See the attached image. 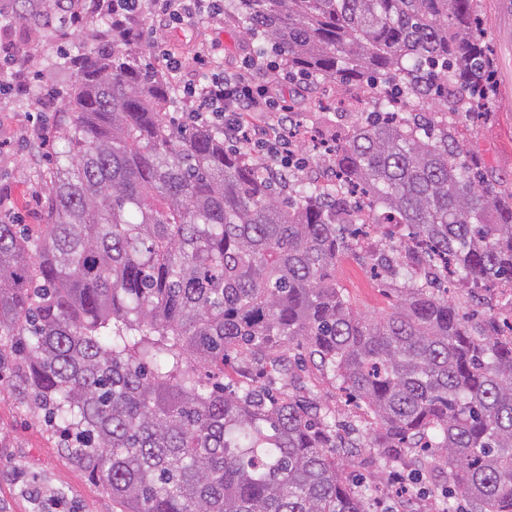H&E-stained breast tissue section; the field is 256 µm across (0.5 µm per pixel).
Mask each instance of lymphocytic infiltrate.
I'll list each match as a JSON object with an SVG mask.
<instances>
[{"label":"lymphocytic infiltrate","mask_w":512,"mask_h":512,"mask_svg":"<svg viewBox=\"0 0 512 512\" xmlns=\"http://www.w3.org/2000/svg\"><path fill=\"white\" fill-rule=\"evenodd\" d=\"M151 8L167 25L215 19L224 13L223 0H80L71 14V31L80 30L89 16L106 15L111 26L132 41L140 40L135 24L144 8ZM167 78H181L179 87L191 116L223 131L227 141L261 156L267 172L287 179L296 154L294 106L285 104L259 57H245L238 68L217 62L214 47L197 52L205 68L194 79H183L185 64L176 52H160Z\"/></svg>","instance_id":"1"}]
</instances>
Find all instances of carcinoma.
<instances>
[{
	"label": "carcinoma",
	"mask_w": 512,
	"mask_h": 512,
	"mask_svg": "<svg viewBox=\"0 0 512 512\" xmlns=\"http://www.w3.org/2000/svg\"><path fill=\"white\" fill-rule=\"evenodd\" d=\"M8 2L0 23L40 31L71 11ZM224 16L288 75L367 89L334 181L270 178L223 133L171 120V82L112 31L53 128L45 223L0 222L10 392L58 424L115 512H367L375 490L346 479L360 448L403 469L418 448L467 512H512V336L440 292L512 282V190L484 180L457 121L492 62L473 0H224ZM368 227L394 252L377 273L403 280L376 316L335 277ZM408 241L435 261L424 279L401 260ZM294 345L372 415L350 452L328 408L263 381ZM240 363L257 375L224 383Z\"/></svg>",
	"instance_id": "carcinoma-1"
}]
</instances>
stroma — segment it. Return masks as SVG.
<instances>
[{"mask_svg":"<svg viewBox=\"0 0 512 512\" xmlns=\"http://www.w3.org/2000/svg\"><path fill=\"white\" fill-rule=\"evenodd\" d=\"M499 2L475 0L484 40L495 60L498 94L488 116L463 123L461 130L466 151L481 159L488 179L512 186V11L501 9ZM138 24L146 39L181 50L190 72L196 69L194 47L216 46L228 67L237 66L252 51L240 28L219 19L166 28L146 11ZM106 38L105 26L95 19L68 39L51 31L30 32L18 23L0 31L1 42L20 49L31 76L25 94L0 95V141L9 144L0 153V220L42 223L49 181L47 162L36 151L37 135L43 132L44 122L61 111L60 94L74 81L73 71L62 68L60 62L63 55L77 53L82 46H101ZM336 284L362 314L387 311L396 299L391 281L372 278L370 259L357 260L349 253L336 264ZM276 386L321 402L335 415L341 436L363 440L370 415L364 403L347 400L329 372L301 361L292 377L277 380ZM347 476L357 486H379L370 512H439L447 499L444 485L434 484L426 471L410 484L407 495L393 497L391 474L378 468L366 451ZM55 498L70 512H112L111 495L65 451L56 428L34 416L14 396L0 395V512H46Z\"/></svg>","mask_w":512,"mask_h":512,"instance_id":"1","label":"stroma"}]
</instances>
